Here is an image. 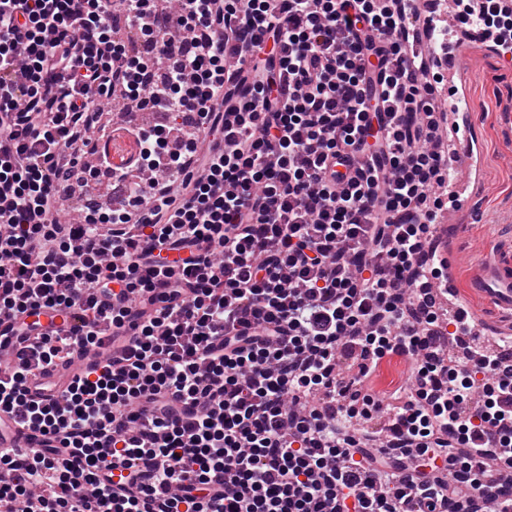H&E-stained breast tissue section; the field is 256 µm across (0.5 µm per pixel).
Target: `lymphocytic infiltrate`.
<instances>
[{
  "instance_id": "lymphocytic-infiltrate-1",
  "label": "lymphocytic infiltrate",
  "mask_w": 512,
  "mask_h": 512,
  "mask_svg": "<svg viewBox=\"0 0 512 512\" xmlns=\"http://www.w3.org/2000/svg\"><path fill=\"white\" fill-rule=\"evenodd\" d=\"M415 2L0 0V313L84 315L0 380V412L69 451H0V512H512L484 467L512 465V338L441 352L448 117ZM493 2L454 5L512 53ZM117 89L196 113L208 147L140 137L133 167L172 184L60 223ZM104 322L121 352L27 396ZM393 356L412 375L387 403L369 382Z\"/></svg>"
}]
</instances>
